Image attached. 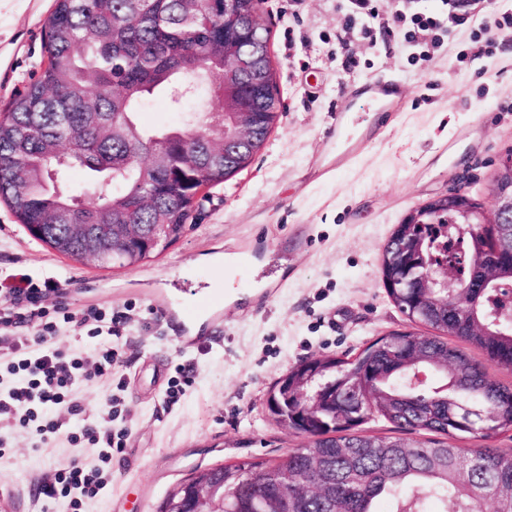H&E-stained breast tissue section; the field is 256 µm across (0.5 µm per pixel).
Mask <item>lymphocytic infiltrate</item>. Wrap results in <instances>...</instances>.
I'll return each instance as SVG.
<instances>
[{"instance_id":"lymphocytic-infiltrate-1","label":"lymphocytic infiltrate","mask_w":512,"mask_h":512,"mask_svg":"<svg viewBox=\"0 0 512 512\" xmlns=\"http://www.w3.org/2000/svg\"><path fill=\"white\" fill-rule=\"evenodd\" d=\"M65 285L57 276L36 279L18 273L0 279V457L11 453L4 432L18 427L31 429L44 445L63 434L71 444L95 448V461H72L36 488L38 500L66 498L72 512H84L86 501L105 486L104 467L111 462L113 452L124 448L127 430L113 427V415L107 412L95 423L66 434L62 417L82 413L76 391L80 382L111 384L112 369L121 354L108 342L100 344L89 359L60 348L62 332L84 331L97 337L106 322L105 313L94 307L73 311L58 305L45 310L43 300L62 295ZM35 317L43 320L40 329L23 335L24 324Z\"/></svg>"}]
</instances>
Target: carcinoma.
<instances>
[{"instance_id": "cac0c4a2", "label": "carcinoma", "mask_w": 512, "mask_h": 512, "mask_svg": "<svg viewBox=\"0 0 512 512\" xmlns=\"http://www.w3.org/2000/svg\"><path fill=\"white\" fill-rule=\"evenodd\" d=\"M242 47L255 35L257 0H237ZM189 0H55L43 44L46 66L0 115V201L36 241L73 261L94 247L102 265L134 266L178 240L189 227L202 190L245 169L279 120L276 71L258 91L247 74L228 79L224 69V0L191 11ZM207 88L214 103L202 106L179 129L149 131L137 121L140 101L158 93L174 102ZM250 98L261 120L248 146L224 152L233 116L224 97ZM163 143L173 160L188 152L202 166L161 169L143 159L146 145ZM74 154L72 165L91 175L86 202L62 186L65 167L57 154ZM119 224H166V238L152 248L114 239ZM90 228L91 239L74 233ZM496 232L479 240L453 228L448 209L433 224H400L382 251V280L395 306L428 334H385L355 357L302 361L279 379L269 406L274 419L304 444L272 461L224 466V512H374L379 497L391 512H422L433 498L449 512H478L492 495L497 512H512V456L494 447L493 434L472 431L482 414L512 430V386L491 380L493 364L512 372V308L503 296L512 285V261L486 288H474L477 310L454 306L421 287L426 270L444 267L460 281L478 283L475 255L497 246ZM461 337L485 359L448 341ZM442 378L415 385L414 369ZM307 384L315 395L305 409L291 397ZM377 415L400 435L389 440L359 432ZM469 439L472 448L458 442ZM323 483L307 495L278 497L276 485L302 482L312 468Z\"/></svg>"}]
</instances>
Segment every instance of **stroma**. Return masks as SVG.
Segmentation results:
<instances>
[{"mask_svg":"<svg viewBox=\"0 0 512 512\" xmlns=\"http://www.w3.org/2000/svg\"><path fill=\"white\" fill-rule=\"evenodd\" d=\"M347 0H263L269 49L283 113L246 169L200 196L192 225L140 265L75 262L35 241L0 203V270L67 278L70 308L132 306L117 344L118 374L129 436L107 467L108 482L86 512H160L191 473L241 461L271 460L303 438L268 411L275 382L301 361L354 355L376 338L410 327L382 280V246L414 210L464 186L484 213L504 154L512 149V27L474 39L472 24L454 27L430 60H411L388 26L396 16L435 10L481 17L497 0H377L380 20L369 38L350 28ZM53 0H7L0 7V113L44 65L45 22ZM398 79L394 117L374 129L342 170L323 176L336 150L328 133L336 104L353 85ZM200 90L170 104L147 98L138 117L151 129L182 126L205 104ZM263 249L247 274L231 265L242 245ZM277 282L274 297L260 290ZM239 289L224 318H201L180 347L177 318L155 312L154 298ZM193 374L176 405L166 390L179 366ZM83 411L65 416L64 434L37 444L8 432L12 454L0 459V507L6 512H70L67 500L40 502L38 480L71 459L91 460L67 433L94 422L106 391L91 380L78 388Z\"/></svg>","mask_w":512,"mask_h":512,"instance_id":"35a3bbf8","label":"stroma"}]
</instances>
